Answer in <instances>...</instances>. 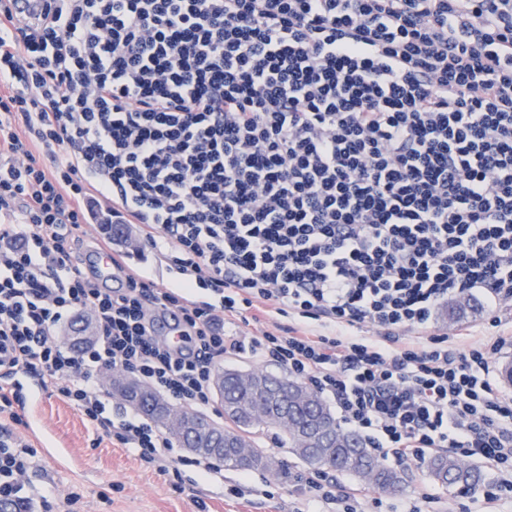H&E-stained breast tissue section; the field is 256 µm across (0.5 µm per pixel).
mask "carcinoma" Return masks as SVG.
Here are the masks:
<instances>
[{
  "label": "carcinoma",
  "instance_id": "1",
  "mask_svg": "<svg viewBox=\"0 0 512 512\" xmlns=\"http://www.w3.org/2000/svg\"><path fill=\"white\" fill-rule=\"evenodd\" d=\"M248 375L251 382L244 385L241 372L224 371L222 427L198 412L185 414L186 430L168 427L161 419L168 406L142 384L131 383L128 402L183 447L217 458L228 468L275 466L274 457L258 448L253 439L257 430L275 427L285 435L288 452L315 470H334L380 491L404 489V473L383 465L356 432L341 425L318 392L264 370H252ZM426 473L439 485L462 493H472L485 482L479 465L448 453L429 457Z\"/></svg>",
  "mask_w": 512,
  "mask_h": 512
}]
</instances>
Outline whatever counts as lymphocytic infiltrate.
<instances>
[{"label":"lymphocytic infiltrate","instance_id":"1","mask_svg":"<svg viewBox=\"0 0 512 512\" xmlns=\"http://www.w3.org/2000/svg\"><path fill=\"white\" fill-rule=\"evenodd\" d=\"M43 2L27 23L0 0V507L53 508L10 369L146 466L218 477L140 414L113 417L102 373L207 412L217 357L244 347L382 458L484 462L462 512L512 501L495 373L512 330L430 328L456 295L512 306V0ZM88 224L173 244L181 283L121 265L101 287L81 265ZM260 305L325 331L228 334ZM161 308L183 346L158 335ZM83 313L98 337L76 351L57 332ZM295 489L360 512L325 473Z\"/></svg>","mask_w":512,"mask_h":512}]
</instances>
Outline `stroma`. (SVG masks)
Returning <instances> with one entry per match:
<instances>
[{"mask_svg": "<svg viewBox=\"0 0 512 512\" xmlns=\"http://www.w3.org/2000/svg\"><path fill=\"white\" fill-rule=\"evenodd\" d=\"M41 417L46 435L35 438L40 484L52 487L56 500H64L70 491L81 494L76 512H196V501L207 505V512H334V505L309 496L292 494L297 475L307 466L289 456L273 429L258 431V447L276 457L279 467L273 471L236 470L224 472L223 480L195 478L175 489L174 478L146 468L127 449L109 442L93 445L80 413L67 402L45 396ZM405 488L396 494L361 488L348 476H338L342 488L355 497L362 512H378V504L399 505L402 512L431 495L433 512H459L468 497L434 484L420 462L405 463ZM239 495H230V488Z\"/></svg>", "mask_w": 512, "mask_h": 512, "instance_id": "obj_1", "label": "stroma"}]
</instances>
